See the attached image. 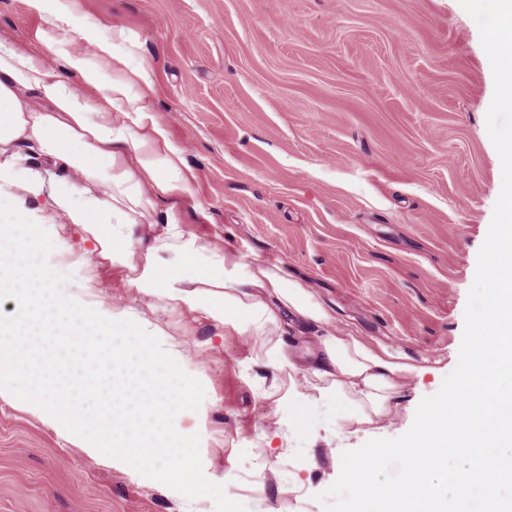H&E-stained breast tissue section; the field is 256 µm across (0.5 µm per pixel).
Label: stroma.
<instances>
[{"label":"stroma","instance_id":"35a3bbf8","mask_svg":"<svg viewBox=\"0 0 512 512\" xmlns=\"http://www.w3.org/2000/svg\"><path fill=\"white\" fill-rule=\"evenodd\" d=\"M56 0H0V38L37 43ZM123 27L148 64L172 140L196 171L178 209L185 236L287 269L337 329L429 366L436 394L458 361L478 252L502 187L486 113L494 77L458 0H77L61 33L92 63ZM12 202L55 241L47 262L77 302L138 319L205 389L175 426L199 434L203 472L249 512H324L340 473L334 401L310 434L276 436L288 407L267 336L130 288L120 265L83 263L82 232L49 194ZM0 512H215L107 467L0 398Z\"/></svg>","mask_w":512,"mask_h":512}]
</instances>
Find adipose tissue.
Wrapping results in <instances>:
<instances>
[{
    "label": "adipose tissue",
    "instance_id": "1",
    "mask_svg": "<svg viewBox=\"0 0 512 512\" xmlns=\"http://www.w3.org/2000/svg\"><path fill=\"white\" fill-rule=\"evenodd\" d=\"M73 7L74 0H61L45 17L39 46L0 39V180L35 158L78 173L76 184L64 177L47 184L32 175L21 186L34 193L49 189L71 223L93 238L96 256L124 265L129 286L139 293L202 312L240 334L274 337L269 362L287 385L292 408L285 433H307L305 410L331 395L344 433L382 435L425 366L364 337L330 332L329 309L283 268L184 236L170 202L188 192L196 174L157 117L150 70L131 67L128 55L115 53L106 78L86 56L68 50L59 33ZM60 64L80 76V86L60 76ZM159 209L164 229L150 244L134 240V226ZM169 252L178 254V263L166 260ZM294 324L325 330L306 367L276 339Z\"/></svg>",
    "mask_w": 512,
    "mask_h": 512
}]
</instances>
